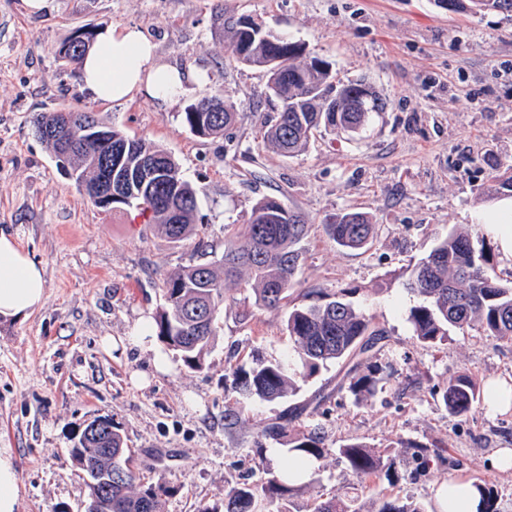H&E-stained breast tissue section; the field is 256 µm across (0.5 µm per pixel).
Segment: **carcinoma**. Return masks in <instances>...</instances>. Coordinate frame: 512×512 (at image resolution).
Returning <instances> with one entry per match:
<instances>
[{
	"label": "carcinoma",
	"mask_w": 512,
	"mask_h": 512,
	"mask_svg": "<svg viewBox=\"0 0 512 512\" xmlns=\"http://www.w3.org/2000/svg\"><path fill=\"white\" fill-rule=\"evenodd\" d=\"M452 4L451 11L470 14L498 13L512 15V0H437ZM214 33L224 41L227 53H234L249 35L224 21L220 4L212 8ZM277 45L256 36L242 64L266 70L269 55L280 51L287 56V66L276 79L281 94L276 117L264 132L266 144L288 157L305 149L314 132L331 128L333 133L360 130L384 109L382 100L363 82L329 84L333 76L324 71L329 63L305 58V48L283 36ZM93 39L77 48L71 40L57 50L64 62L77 66ZM201 103H215L208 113V137L224 134L235 121L221 94L206 95ZM67 136L75 142L70 165L86 181L97 176L101 148L84 141L83 128L99 124L112 140V157H121V169L131 177L128 191L132 207L150 212L159 230L172 243H180L195 231L198 190L180 174L172 155L161 146L143 139L127 137L97 112L72 113ZM64 118L56 112H39L33 119L37 137L56 154L59 138L45 133ZM154 164L156 176L142 183L145 158ZM224 253L219 258L190 264L165 276L164 304L153 316L156 335L175 351L190 368L202 366L204 350L216 334V321L233 287L252 289L265 308L278 310L288 305L304 260L301 242L308 232L303 217L277 198H262L251 208L244 224H227ZM336 245L361 250L372 244L376 225L361 212H346L326 225ZM492 256L487 236L448 234L421 258L414 267L408 288L421 302L407 312V321L417 340L427 347H437L448 340L451 331L464 332L477 327L494 340L512 341V284L504 285L487 275ZM318 296L319 302L294 305L287 310L285 326L293 344L299 374L311 376L329 362L341 365L338 387L358 399L372 395L379 383V367L373 358L385 339V330L373 317L354 307L343 297L322 289L310 290L302 297ZM291 363L284 360L255 358L248 365L230 369V389L240 399L272 402L296 391L290 373ZM480 400V388L470 376L462 374L448 382L442 394L443 404L452 415L463 417ZM307 407L285 408L256 434L255 452L263 451V442L286 444L293 457L320 458L324 438L314 429L301 431L293 423ZM107 447L95 445L72 454L85 475L88 493H102L109 512H160L163 501L171 496V487L153 482L140 474L133 455L118 428L107 433ZM441 450L407 443L398 448H372L360 441L348 440L336 448V456L347 473L363 486L390 475L393 458L427 462L440 456ZM112 472V483L102 481ZM473 486L482 495L481 512H498L497 495L481 480ZM300 491L288 481V470L269 473L265 481L250 485L239 483L224 490L219 504L205 506L198 512H265L267 506L285 501ZM312 512H363V504L354 496L319 494ZM375 512H425L424 505L412 497L383 494Z\"/></svg>",
	"instance_id": "carcinoma-1"
}]
</instances>
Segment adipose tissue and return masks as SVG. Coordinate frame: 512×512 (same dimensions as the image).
<instances>
[{
    "label": "adipose tissue",
    "mask_w": 512,
    "mask_h": 512,
    "mask_svg": "<svg viewBox=\"0 0 512 512\" xmlns=\"http://www.w3.org/2000/svg\"><path fill=\"white\" fill-rule=\"evenodd\" d=\"M81 82L94 100L122 103L146 93L173 102L183 77L157 55L153 41L134 26L101 30L80 63ZM45 298L43 270L16 239L0 231V318L16 320L38 309Z\"/></svg>",
    "instance_id": "ef3b65f1"
}]
</instances>
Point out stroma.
Here are the masks:
<instances>
[{
  "label": "stroma",
  "mask_w": 512,
  "mask_h": 512,
  "mask_svg": "<svg viewBox=\"0 0 512 512\" xmlns=\"http://www.w3.org/2000/svg\"><path fill=\"white\" fill-rule=\"evenodd\" d=\"M223 2L229 13L258 17L304 43L341 83L365 81L384 112L355 134L318 132L302 152L284 157L263 140L278 103L265 93L263 71L225 54L211 0H53L52 11L36 15L23 0H0V229L41 264L46 281L39 309L0 321V448L17 461L20 512H55L61 503L79 512L86 487L71 449L84 424L104 416L125 436L139 472L172 487L162 512H198L219 501L225 486L264 480L256 432L323 393L327 402L297 424L319 431L326 451L290 512H310L317 491L352 489L366 512H376L382 488L431 512L451 478L487 481L499 512H512V470L491 465L498 451L512 449V406L454 417L442 403L449 380L461 374L483 387H512V341L472 329L425 347L407 321L416 299L404 287L437 239L476 231L506 197L493 167L512 165V17L451 12L437 0ZM87 24L143 30L181 71L178 98L93 100L78 70L56 55ZM214 91L237 121L224 136H196L183 114ZM61 107L107 115L127 136L167 148L200 190L198 236L173 244L138 210L107 211L85 198L30 124L33 113ZM264 197L284 201L309 225L300 289L346 292L386 330L377 358L385 383L374 396L355 398L338 389L340 367L331 363L297 377L286 399L243 401L246 422L230 429L229 368L254 355L293 354L283 311L261 306L252 289L231 291L199 369L176 357L171 371L158 372L153 354L125 339L161 305L164 275L198 261V241L223 253L225 225L244 223ZM345 211L376 224L367 248L339 247L326 234L325 224ZM105 336L118 348L104 350ZM138 371L146 384L134 383ZM348 439L374 448L435 444L444 453L418 469L397 460L395 484L358 488L336 457Z\"/></svg>",
  "instance_id": "stroma-1"
}]
</instances>
